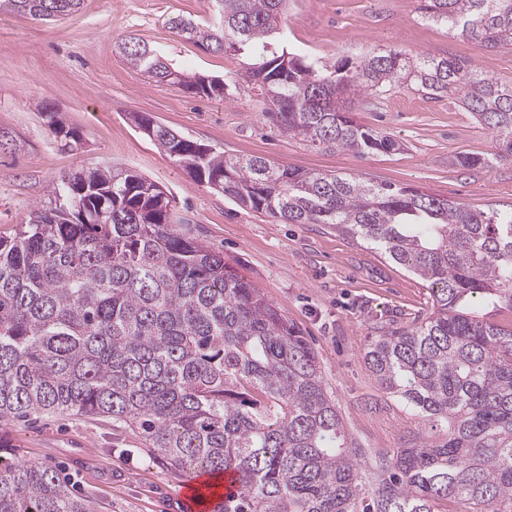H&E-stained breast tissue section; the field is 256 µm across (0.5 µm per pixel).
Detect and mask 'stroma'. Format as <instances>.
I'll list each match as a JSON object with an SVG mask.
<instances>
[{
	"mask_svg": "<svg viewBox=\"0 0 512 512\" xmlns=\"http://www.w3.org/2000/svg\"><path fill=\"white\" fill-rule=\"evenodd\" d=\"M81 0L75 14L52 22L0 12V238L12 237L30 211L49 202L62 176L106 163L155 181L177 202L191 234L223 252L224 261L250 281L313 347L325 387L344 424L363 448L361 467L392 456L420 423L383 396L362 355L380 320L409 324L431 311L426 283L369 245L325 224H278L198 182L145 133L129 113L236 156L326 173L363 176L413 186L474 209L512 207V162L464 169L454 156H487L491 132L457 102L431 100L403 84L383 96L350 95L359 123L389 133L401 150L359 156L324 150L285 137L262 115L257 91L218 101L193 97L178 86L153 82L133 70L116 43L133 35L169 64L224 77L258 60L261 49L227 56L177 36L175 16L209 22L213 0ZM418 0H290L287 46L312 60L334 63L371 48L419 55H453L486 76L512 78V49H487L424 21ZM52 107L79 132L64 147L42 114ZM0 459L54 467L73 494L98 512H184L183 494L194 474L174 469L137 432L106 418L54 414L0 423Z\"/></svg>",
	"mask_w": 512,
	"mask_h": 512,
	"instance_id": "obj_1",
	"label": "stroma"
}]
</instances>
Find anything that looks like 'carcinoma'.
Returning a JSON list of instances; mask_svg holds the SVG:
<instances>
[{
	"label": "carcinoma",
	"instance_id": "cac0c4a2",
	"mask_svg": "<svg viewBox=\"0 0 512 512\" xmlns=\"http://www.w3.org/2000/svg\"><path fill=\"white\" fill-rule=\"evenodd\" d=\"M29 15L57 0H12ZM206 25L175 16L170 29L203 49L264 56L204 92L139 38L118 44L150 80L171 75L187 94L226 100L246 83L263 115L290 137L362 155L400 148L358 124L345 96L395 83L455 97L491 131L495 152L455 164L512 161V80L463 59L367 50L316 64L268 38L288 0H215ZM422 17L486 48L512 45V0H419ZM153 140L193 177L283 224H328L427 282L432 312L393 322L363 360L379 391L445 434L410 436L373 479L325 390L300 331L224 255L184 231L158 184L129 169L77 170L0 238V421L34 415L105 417L141 434L175 469L237 476L214 512H512V209L481 211L418 188L226 155L157 125ZM40 464H0V512H95Z\"/></svg>",
	"mask_w": 512,
	"mask_h": 512
}]
</instances>
